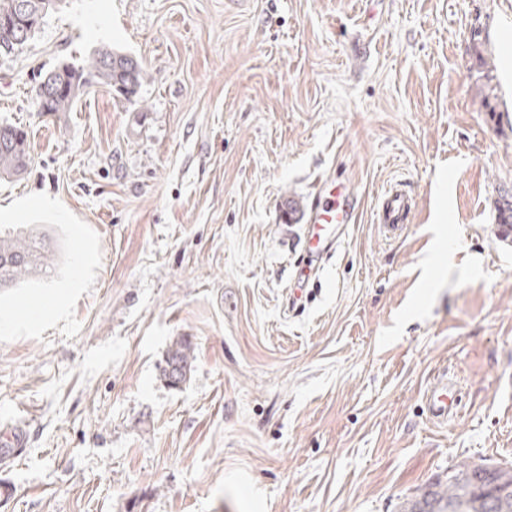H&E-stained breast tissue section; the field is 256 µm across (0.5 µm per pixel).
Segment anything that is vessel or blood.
<instances>
[{
    "instance_id": "vessel-or-blood-1",
    "label": "vessel or blood",
    "mask_w": 512,
    "mask_h": 512,
    "mask_svg": "<svg viewBox=\"0 0 512 512\" xmlns=\"http://www.w3.org/2000/svg\"><path fill=\"white\" fill-rule=\"evenodd\" d=\"M413 205L404 185L385 190L377 200L375 218L387 230L401 229ZM360 217V200L350 187L338 183L334 176L324 177L307 213L303 230L305 255L296 265L293 278L298 286H306L313 276V262L326 260L343 240L348 225ZM424 405L431 421L447 424L458 413V400L451 380L439 375L424 393Z\"/></svg>"
}]
</instances>
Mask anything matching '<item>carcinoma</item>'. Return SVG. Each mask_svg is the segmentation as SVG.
<instances>
[{
    "label": "carcinoma",
    "mask_w": 512,
    "mask_h": 512,
    "mask_svg": "<svg viewBox=\"0 0 512 512\" xmlns=\"http://www.w3.org/2000/svg\"><path fill=\"white\" fill-rule=\"evenodd\" d=\"M54 0H31V7L22 17L18 28L0 25V52H12L23 42L19 30L30 34L40 27ZM132 57L102 46L77 63L66 64L48 74L53 81L47 97L37 96L40 112H70L91 87L106 86L126 98L136 96L146 79V71L135 63L125 74V62ZM31 145L25 129L0 124V175L23 174L31 162ZM498 224L504 236L512 233V200L496 202ZM56 253L53 240L37 227L0 234V288H14L25 280L51 276ZM195 360L192 343L180 337L166 351L160 376L171 388L186 382ZM505 481L512 486V466L500 463L463 462L448 468L444 483L425 487L415 496L404 512H512V499L502 507L498 485Z\"/></svg>",
    "instance_id": "cac0c4a2"
}]
</instances>
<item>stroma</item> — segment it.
I'll return each instance as SVG.
<instances>
[{"label": "stroma", "mask_w": 512, "mask_h": 512, "mask_svg": "<svg viewBox=\"0 0 512 512\" xmlns=\"http://www.w3.org/2000/svg\"><path fill=\"white\" fill-rule=\"evenodd\" d=\"M103 45L146 68L137 96L38 111ZM1 122L32 162L0 226L44 225L59 264L0 290V424L24 433L0 512H399L458 462L512 464V0H62L0 55ZM327 174L363 215L298 288ZM390 183L415 198L394 235ZM442 367L462 411L436 426ZM195 360L192 343L180 337L172 342L166 351L160 376L171 388H179L186 382Z\"/></svg>", "instance_id": "35a3bbf8"}]
</instances>
